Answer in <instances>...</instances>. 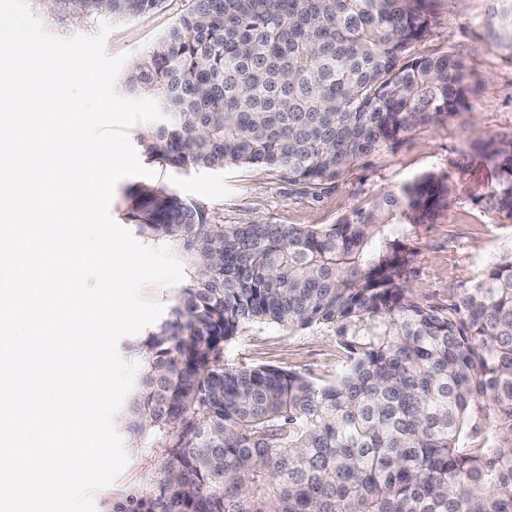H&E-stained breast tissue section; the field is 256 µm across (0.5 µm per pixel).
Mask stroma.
<instances>
[{
    "mask_svg": "<svg viewBox=\"0 0 512 512\" xmlns=\"http://www.w3.org/2000/svg\"><path fill=\"white\" fill-rule=\"evenodd\" d=\"M191 0H165L161 8L116 21L104 41L108 56H125L124 70L149 51L190 8ZM493 0H428L432 25L418 52L452 51L473 74L465 112L411 131L397 145L361 157L335 181L319 187L289 182L253 167L221 171H159L157 179L184 198L206 207L212 223L256 218L273 224H334L374 198L432 171L448 178L453 201L431 224L409 230L414 261L408 285L416 300L440 298L453 286L469 285L488 265L512 249V221L491 207L493 177L475 157L483 140L512 139V50L500 45L487 25ZM233 367L270 364L330 378L343 367L333 332L289 333L256 324L224 351ZM145 451L129 456L116 481L94 495L97 512L147 484Z\"/></svg>",
    "mask_w": 512,
    "mask_h": 512,
    "instance_id": "35a3bbf8",
    "label": "stroma"
}]
</instances>
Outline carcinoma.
<instances>
[{
	"label": "carcinoma",
	"mask_w": 512,
	"mask_h": 512,
	"mask_svg": "<svg viewBox=\"0 0 512 512\" xmlns=\"http://www.w3.org/2000/svg\"><path fill=\"white\" fill-rule=\"evenodd\" d=\"M90 25L163 0H40ZM426 0H193L128 74L166 119L139 146L173 173L269 169L319 186L411 130L467 109L465 65L414 54ZM487 25L512 28V8ZM477 155L512 220V141ZM452 201L424 173L336 224H214L165 183L126 191L125 219L188 278L136 346L125 416L149 487L108 512H512V253L439 302L405 285L410 225ZM249 323L332 330L318 381L224 363Z\"/></svg>",
	"instance_id": "carcinoma-1"
}]
</instances>
